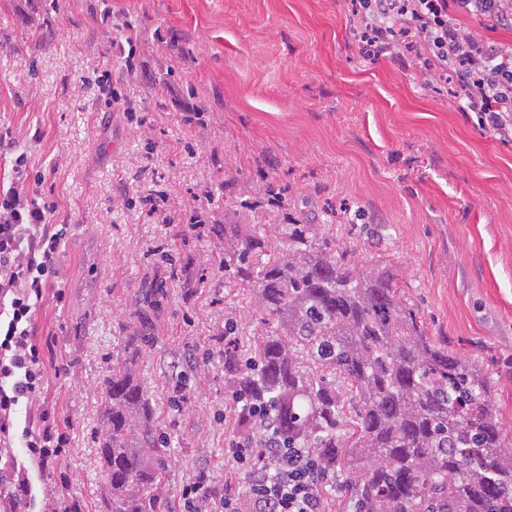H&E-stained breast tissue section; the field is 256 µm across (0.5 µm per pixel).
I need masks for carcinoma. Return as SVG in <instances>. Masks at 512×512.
<instances>
[{"mask_svg": "<svg viewBox=\"0 0 512 512\" xmlns=\"http://www.w3.org/2000/svg\"><path fill=\"white\" fill-rule=\"evenodd\" d=\"M288 253L263 251L257 231L222 258L260 295L272 328L256 373H233L274 402L291 437L316 438L326 467L364 512H512V431L502 428L490 381L435 342L393 278L360 272L313 246L306 224L285 225ZM148 343L129 337L103 389L99 457L112 512H164L165 446L133 366ZM312 366L304 373L299 362ZM359 404L352 441L336 445L339 401L327 376Z\"/></svg>", "mask_w": 512, "mask_h": 512, "instance_id": "1", "label": "carcinoma"}]
</instances>
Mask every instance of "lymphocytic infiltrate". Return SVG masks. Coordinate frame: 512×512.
<instances>
[{
    "instance_id": "lymphocytic-infiltrate-1",
    "label": "lymphocytic infiltrate",
    "mask_w": 512,
    "mask_h": 512,
    "mask_svg": "<svg viewBox=\"0 0 512 512\" xmlns=\"http://www.w3.org/2000/svg\"><path fill=\"white\" fill-rule=\"evenodd\" d=\"M359 52L371 60L422 65L433 81L455 76L465 111L502 140H512V49L486 47L448 13L449 4L512 25V0H347ZM25 155L0 189V447L23 448L11 460L15 474L4 497L10 512H31L36 494L30 466L45 468L67 457L71 438L54 412L18 419L17 410L44 389L46 351L34 315L62 275L60 247L67 227L51 223L57 201L40 191L44 174H30ZM235 428L224 443L229 471L223 488L208 472L180 491L186 512L218 500L220 512H326L336 479L323 466V449L288 440L263 393H228Z\"/></svg>"
}]
</instances>
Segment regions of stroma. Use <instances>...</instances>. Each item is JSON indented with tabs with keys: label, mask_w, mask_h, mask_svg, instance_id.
<instances>
[{
	"label": "stroma",
	"mask_w": 512,
	"mask_h": 512,
	"mask_svg": "<svg viewBox=\"0 0 512 512\" xmlns=\"http://www.w3.org/2000/svg\"><path fill=\"white\" fill-rule=\"evenodd\" d=\"M43 4L0 0V125L68 226L65 299L46 297L35 325L38 403L67 418L73 451L33 472L39 504L67 481L83 512H111L102 387L139 326L170 494L204 467L224 485V321L245 358L269 330L255 289L219 267L236 235L174 238L134 204L152 190L176 211L210 193L215 223L257 225L281 250L284 225H309L357 267L392 272L425 334L489 379L512 430V141L459 109L456 81L364 59L347 0ZM102 69L137 120L106 105ZM198 106L204 125H184Z\"/></svg>",
	"instance_id": "35a3bbf8"
}]
</instances>
